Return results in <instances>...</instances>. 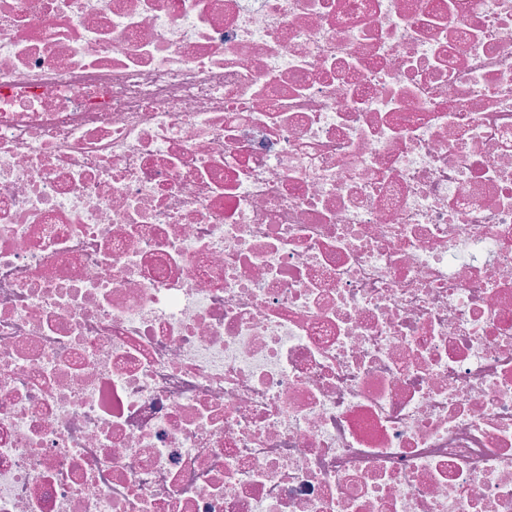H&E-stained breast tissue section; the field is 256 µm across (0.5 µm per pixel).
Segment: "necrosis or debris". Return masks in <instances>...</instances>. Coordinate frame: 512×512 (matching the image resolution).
Listing matches in <instances>:
<instances>
[{
  "instance_id": "4bbe7bcc",
  "label": "necrosis or debris",
  "mask_w": 512,
  "mask_h": 512,
  "mask_svg": "<svg viewBox=\"0 0 512 512\" xmlns=\"http://www.w3.org/2000/svg\"><path fill=\"white\" fill-rule=\"evenodd\" d=\"M0 512H512V0H0Z\"/></svg>"
}]
</instances>
